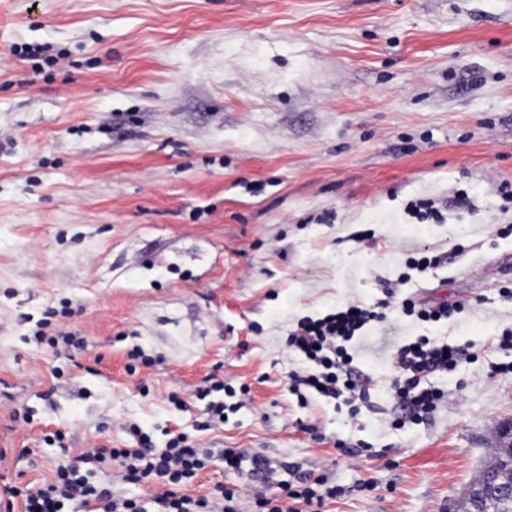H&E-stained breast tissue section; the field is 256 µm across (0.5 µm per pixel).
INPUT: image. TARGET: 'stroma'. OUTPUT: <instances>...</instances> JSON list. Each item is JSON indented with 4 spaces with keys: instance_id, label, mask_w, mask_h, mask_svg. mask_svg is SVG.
Masks as SVG:
<instances>
[{
    "instance_id": "35a3bbf8",
    "label": "stroma",
    "mask_w": 512,
    "mask_h": 512,
    "mask_svg": "<svg viewBox=\"0 0 512 512\" xmlns=\"http://www.w3.org/2000/svg\"><path fill=\"white\" fill-rule=\"evenodd\" d=\"M42 45L53 64L22 57ZM504 182L512 0H0V486L129 447L136 425L268 462L259 480L212 459L196 495L301 472L343 487L327 512H456L512 423V375L488 378L512 363ZM417 200L442 223L412 217ZM423 252L440 265L408 270ZM402 275L398 298L464 312L391 310L354 338L357 414L299 402L289 329ZM65 301L57 325L88 344L74 363L34 339ZM418 336L475 358L434 374L443 402L405 422L395 355ZM136 346L153 363L132 371ZM209 377L232 411L205 430Z\"/></svg>"
}]
</instances>
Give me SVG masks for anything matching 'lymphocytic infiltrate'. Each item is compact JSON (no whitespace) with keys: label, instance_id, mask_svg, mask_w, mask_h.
<instances>
[{"label":"lymphocytic infiltrate","instance_id":"obj_1","mask_svg":"<svg viewBox=\"0 0 512 512\" xmlns=\"http://www.w3.org/2000/svg\"><path fill=\"white\" fill-rule=\"evenodd\" d=\"M393 306L434 323L463 310L459 304L419 306L409 298L397 299L391 290L386 300L367 307L353 303L320 317L303 318L290 330L288 348L307 368L290 375V391L296 395L316 391L349 406L364 398L365 382L352 367L346 345L371 324L383 321L386 309ZM473 358L465 345L439 343L426 336L408 340L397 351L395 399L410 419L422 418L444 397L440 389L429 385V377L456 371ZM128 432L133 447L85 449L75 461L58 465L53 477L41 486L9 487L10 497L19 500L21 512H241L239 490L218 484L205 496L187 493V486L212 459L211 452L199 450L188 435H172L159 447L138 426H129ZM116 465L123 481L143 487L144 498L113 493L112 468ZM341 492V487L328 486L326 478L303 477L288 485L284 494H255L253 512H321L326 500Z\"/></svg>","mask_w":512,"mask_h":512}]
</instances>
